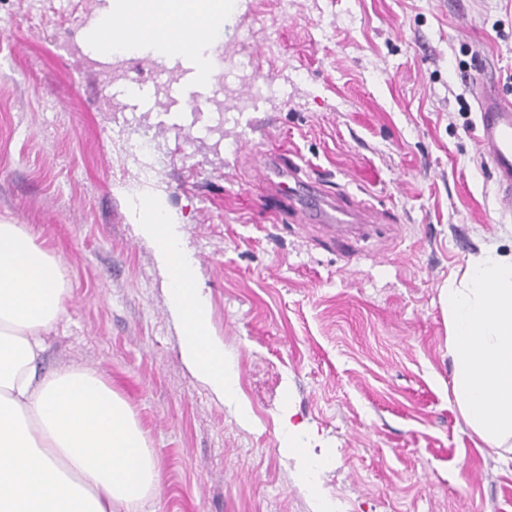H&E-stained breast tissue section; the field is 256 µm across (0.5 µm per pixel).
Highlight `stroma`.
Listing matches in <instances>:
<instances>
[{
    "label": "stroma",
    "instance_id": "35a3bbf8",
    "mask_svg": "<svg viewBox=\"0 0 512 512\" xmlns=\"http://www.w3.org/2000/svg\"><path fill=\"white\" fill-rule=\"evenodd\" d=\"M108 2L0 0V222L33 227L64 270L42 371H97L158 455L160 500L137 512H312L287 410L328 450L336 512H512V474L455 403L437 301L481 242L512 250L463 79L484 55L512 99V0H232L205 53L224 95L205 135L182 111L188 60L92 48ZM282 153L372 206L352 252L275 195ZM149 197L182 225L250 424L181 360L137 231Z\"/></svg>",
    "mask_w": 512,
    "mask_h": 512
}]
</instances>
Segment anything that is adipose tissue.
Here are the masks:
<instances>
[{"label": "adipose tissue", "instance_id": "1", "mask_svg": "<svg viewBox=\"0 0 512 512\" xmlns=\"http://www.w3.org/2000/svg\"><path fill=\"white\" fill-rule=\"evenodd\" d=\"M202 29L207 49L224 28V0L186 13L183 0H112L94 43L98 52L138 41L175 55L168 26ZM140 235L154 247L168 302L183 329L181 357L216 401L250 416L224 343L209 327L179 222L151 199ZM66 288L54 256L21 224H0V512H133L157 499L158 460L130 407L95 372L70 367L40 373L45 336L65 313ZM438 299L448 323L451 383L465 426L497 449L512 473V254L483 243ZM289 454L304 461L301 480L315 485L320 454L301 447L303 425L284 414Z\"/></svg>", "mask_w": 512, "mask_h": 512}]
</instances>
